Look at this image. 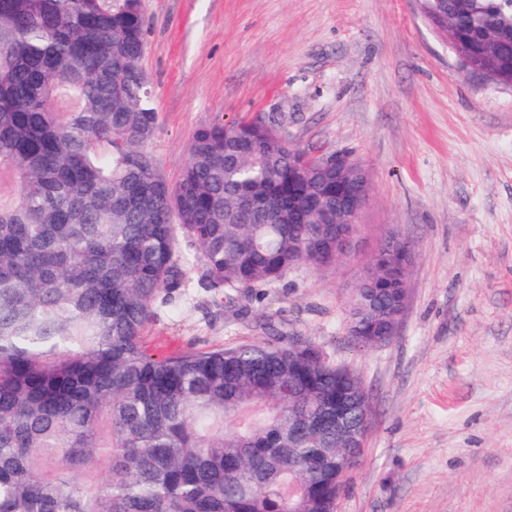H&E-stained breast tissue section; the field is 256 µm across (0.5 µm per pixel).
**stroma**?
Masks as SVG:
<instances>
[{
	"instance_id": "35a3bbf8",
	"label": "stroma",
	"mask_w": 512,
	"mask_h": 512,
	"mask_svg": "<svg viewBox=\"0 0 512 512\" xmlns=\"http://www.w3.org/2000/svg\"><path fill=\"white\" fill-rule=\"evenodd\" d=\"M158 125L176 181L195 132L276 117L290 146L349 152L369 201L335 265L256 296L186 287L143 331L155 354L291 331L353 370L372 428L339 512H512V87L466 72L418 0H142ZM415 249L393 338L364 347L345 314L388 227Z\"/></svg>"
}]
</instances>
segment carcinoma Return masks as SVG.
<instances>
[{"instance_id": "1", "label": "carcinoma", "mask_w": 512, "mask_h": 512, "mask_svg": "<svg viewBox=\"0 0 512 512\" xmlns=\"http://www.w3.org/2000/svg\"><path fill=\"white\" fill-rule=\"evenodd\" d=\"M477 64L512 80V0H430ZM141 6L0 0V512H337L356 442L302 420L359 377L291 333L150 354L141 330L184 287L249 294L301 264L336 263L332 224H296L292 148L268 124L198 129L170 184L149 142L158 113L139 68ZM257 199L238 221L240 195ZM279 206L281 223L265 222ZM371 260L347 332L391 339L409 242Z\"/></svg>"}]
</instances>
